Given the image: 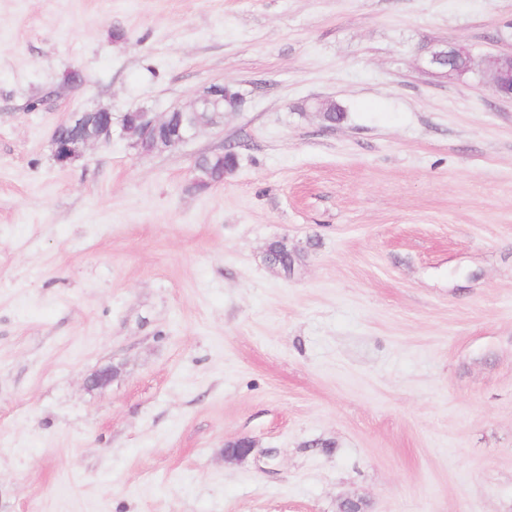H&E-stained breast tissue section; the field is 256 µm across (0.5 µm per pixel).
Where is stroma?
I'll list each match as a JSON object with an SVG mask.
<instances>
[{
    "mask_svg": "<svg viewBox=\"0 0 512 512\" xmlns=\"http://www.w3.org/2000/svg\"><path fill=\"white\" fill-rule=\"evenodd\" d=\"M454 44L512 0H0V512H512V102ZM214 84L179 148L52 154ZM448 60H452L449 64V68H453L459 75L461 73H468L466 65L469 70H473L474 61L471 56L470 50L464 46H451L446 49H431L427 58V65L431 69L439 70L448 66ZM453 60H464L455 62ZM223 84H215L205 90V92L198 97H195L189 105L181 108H176L179 112L169 113V122L173 127H177L180 123L190 121L198 124L200 127L214 125L218 123L223 117L224 112L229 109H235L239 105V97L236 92L228 90ZM217 108L212 107L207 110H200L199 112H184L189 107L194 110L200 105H208L210 102L223 99ZM113 125L112 112L108 109L70 114L52 135L55 160L62 165L70 164L81 158L90 145L109 143ZM68 129H76V132L69 134ZM236 154L224 149L199 156L194 164V184L199 189H207L214 184L213 174L216 169L223 168L224 173L232 172L236 168ZM270 253L283 271H290L295 263L297 252L288 245L287 239L273 240L269 244Z\"/></svg>",
    "mask_w": 512,
    "mask_h": 512,
    "instance_id": "obj_1",
    "label": "stroma"
}]
</instances>
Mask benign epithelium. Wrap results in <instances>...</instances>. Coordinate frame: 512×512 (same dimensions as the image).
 <instances>
[{
	"mask_svg": "<svg viewBox=\"0 0 512 512\" xmlns=\"http://www.w3.org/2000/svg\"><path fill=\"white\" fill-rule=\"evenodd\" d=\"M450 60H463L468 69L474 68L470 50L464 46L430 50L427 65L431 69L439 70L448 66ZM478 74L482 82L487 84L497 97L512 100V52L482 56ZM225 90L226 87L222 84L212 85L203 94L194 98L189 103V107L194 110L200 105H207L222 99ZM127 115L133 121L134 126L145 134L156 133L165 124V117H157L143 109L129 111ZM113 125L112 112L107 109L70 114L52 135V151L55 160L62 165L70 164L81 158L87 147L110 142ZM252 448V441L239 439L225 445V453L230 457L244 458L249 455Z\"/></svg>",
	"mask_w": 512,
	"mask_h": 512,
	"instance_id": "1",
	"label": "benign epithelium"
}]
</instances>
